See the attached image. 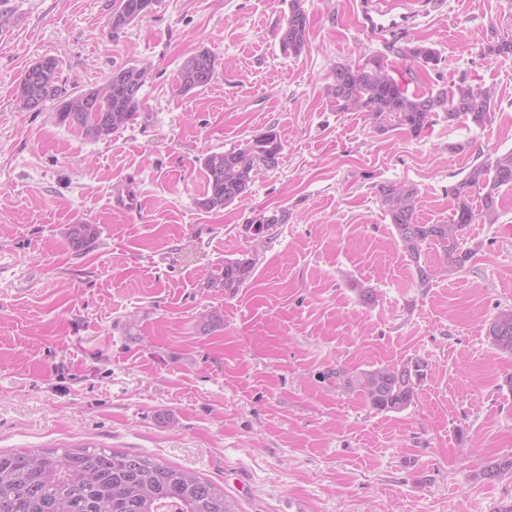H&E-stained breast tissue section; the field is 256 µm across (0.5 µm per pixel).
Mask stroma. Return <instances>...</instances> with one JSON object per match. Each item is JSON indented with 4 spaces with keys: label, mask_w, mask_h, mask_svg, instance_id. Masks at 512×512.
<instances>
[{
    "label": "stroma",
    "mask_w": 512,
    "mask_h": 512,
    "mask_svg": "<svg viewBox=\"0 0 512 512\" xmlns=\"http://www.w3.org/2000/svg\"><path fill=\"white\" fill-rule=\"evenodd\" d=\"M114 0H0V451L86 445L151 455L223 486L240 512H498L512 506V356L486 336L512 308V191L500 218L466 230L477 252L420 287L377 194L411 183L418 219L450 208L476 157L512 151V56L483 44L512 31V0H439L409 37L436 68L387 55L361 31L359 0H304L309 43L285 55L288 0H160L119 35ZM217 58L213 81L176 91L183 62ZM383 55L424 92L467 79L495 91L484 126L437 121L421 134L376 130L333 109L336 64ZM61 61L65 92L148 68L132 125L89 140L54 105L16 106L22 72ZM284 145L249 195L197 205L200 157L267 129ZM135 197L137 210L120 204ZM284 209L250 279L233 293L210 274L250 249L244 225ZM95 224L82 251L69 225ZM376 301L360 302L357 287ZM419 359L413 405L379 412L325 380Z\"/></svg>",
    "instance_id": "35a3bbf8"
}]
</instances>
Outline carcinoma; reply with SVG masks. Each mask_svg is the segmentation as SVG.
Returning <instances> with one entry per match:
<instances>
[{"label":"carcinoma","instance_id":"carcinoma-1","mask_svg":"<svg viewBox=\"0 0 512 512\" xmlns=\"http://www.w3.org/2000/svg\"><path fill=\"white\" fill-rule=\"evenodd\" d=\"M158 0H118L109 27L112 35L150 13ZM288 14L279 29L282 51L300 56L308 44L309 18L302 0H289ZM386 49L406 63L424 68L440 63L438 49L413 40L394 39ZM490 56L512 54V36L485 46ZM43 66L41 78L31 81L30 72ZM217 71V58L201 49L182 64L177 91L187 94L209 85ZM60 61L44 56L29 65L17 87V105L29 109L32 100L55 103L59 120L78 128L91 140H105L128 127L143 107L140 91L147 69L121 67L102 86L61 96L58 85ZM327 96L338 112H365L385 129L392 120L418 135L443 119L482 126L491 120L492 92L472 86L462 78L457 83L424 94L410 93L384 65L377 54L358 66L338 64L327 86ZM283 143L272 128L224 152H211L198 159L206 190L197 200L200 208L221 210L243 200L259 171L279 165ZM512 188V152L488 157L471 165L461 179L448 189L451 208L448 219L432 224L418 221V189L413 184H384L378 193L395 229L398 244L416 265L422 287L429 285L432 270L420 264L423 246L441 253L451 268H461L473 251L463 248L466 228L499 219L497 197L502 188ZM288 221V212L262 213L249 220L246 230L262 238ZM66 236L77 251L97 236L94 224L78 222L67 228ZM255 258H227L224 269L210 275L209 288L234 292L250 278ZM487 336L493 346L512 355V309L500 311L490 322ZM422 360L379 367L356 374L328 371L326 378L356 389L379 412L399 413L415 403L426 378ZM0 512H237L234 502L212 482L140 454L121 453L89 447L56 448L40 453H0Z\"/></svg>","mask_w":512,"mask_h":512}]
</instances>
